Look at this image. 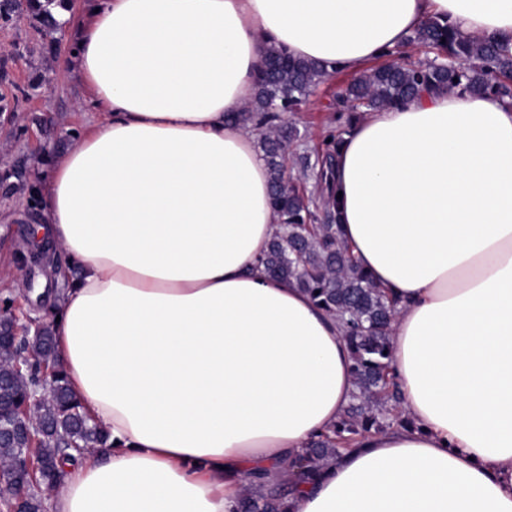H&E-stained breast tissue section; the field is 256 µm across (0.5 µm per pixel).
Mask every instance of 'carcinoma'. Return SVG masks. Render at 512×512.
Returning <instances> with one entry per match:
<instances>
[{"label": "carcinoma", "instance_id": "obj_1", "mask_svg": "<svg viewBox=\"0 0 512 512\" xmlns=\"http://www.w3.org/2000/svg\"><path fill=\"white\" fill-rule=\"evenodd\" d=\"M72 9L71 0H0V21L22 13L44 34H64L68 21L59 10ZM430 55L411 62L401 51L353 77L336 93V107L348 112H375L396 107L429 88L456 89L475 96L493 95L512 101V43L463 37L440 18L428 19L409 38ZM330 76L327 66L294 58L273 47L255 77V92L238 119L261 135L268 167L271 204L281 224L265 254L267 273L307 292L328 313L341 320L352 354L355 391L333 435L312 440L296 462V481L317 475L356 437L402 422L391 371L390 334L395 300L374 285L358 266L338 233V215L331 204L333 160L344 130L329 135L321 152L296 156L302 171H316V192L288 176V145L299 138L293 125L283 123L287 112H298L312 90ZM328 223H317L318 210ZM0 338V499L20 503V512H44L40 488H56L66 476L62 461L78 456L65 445H105L107 431L92 421L71 392L48 337L32 346ZM44 383L37 414L38 428L28 435L22 403L27 390ZM292 481L267 486L245 478L239 512H289Z\"/></svg>", "mask_w": 512, "mask_h": 512}]
</instances>
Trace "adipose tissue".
Instances as JSON below:
<instances>
[{
	"mask_svg": "<svg viewBox=\"0 0 512 512\" xmlns=\"http://www.w3.org/2000/svg\"><path fill=\"white\" fill-rule=\"evenodd\" d=\"M431 17L512 38V0H85L64 76L101 118L55 156L40 241L77 278L56 356L112 445L51 512H239L352 399L342 323L261 260L279 217L236 113L268 47L351 73ZM340 235L398 301L402 424L363 435L290 512H512V105L426 91L344 134Z\"/></svg>",
	"mask_w": 512,
	"mask_h": 512,
	"instance_id": "obj_1",
	"label": "adipose tissue"
}]
</instances>
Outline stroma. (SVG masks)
<instances>
[{
  "label": "stroma",
  "mask_w": 512,
  "mask_h": 512,
  "mask_svg": "<svg viewBox=\"0 0 512 512\" xmlns=\"http://www.w3.org/2000/svg\"><path fill=\"white\" fill-rule=\"evenodd\" d=\"M72 40L69 31L61 36L37 33L26 18L0 23V53L17 46L24 49L23 57L7 61L0 93L27 87L34 77L42 83L39 94L21 102L17 112L0 113V148L7 152L0 164V269L19 274L26 284L24 291L14 295L21 312L46 323L51 322L68 286L67 280L57 276L65 258L34 248L32 216L40 211L41 187L54 156L100 118L84 105L86 87L57 71ZM349 78L345 71L332 74L315 89L301 112L293 115L302 135L294 145L296 152L318 147L334 127L335 92Z\"/></svg>",
  "instance_id": "1"
}]
</instances>
